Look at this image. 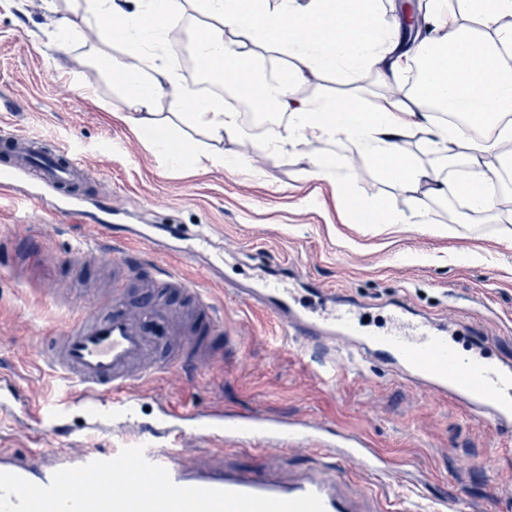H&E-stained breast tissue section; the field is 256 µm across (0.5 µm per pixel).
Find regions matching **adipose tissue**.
<instances>
[{"mask_svg":"<svg viewBox=\"0 0 512 512\" xmlns=\"http://www.w3.org/2000/svg\"><path fill=\"white\" fill-rule=\"evenodd\" d=\"M187 2L210 21L208 32L194 42L198 68L213 82L255 88L257 100L287 112L288 122L279 126L269 149L281 152L308 140L321 144L322 152L305 159L312 175L334 177L336 158L328 147L343 140L407 192L463 196L480 213L492 203L486 184L512 170V123L505 119L512 113V26L506 23L512 0H429L442 34L409 48L399 25L381 17L379 0ZM176 8L175 0H85L83 13L61 16L55 0H41L58 50H66L76 36L95 38L98 62L119 93L112 115L148 150L177 168L253 169V160L220 148L241 135L237 113L225 109L223 101L200 97L165 60ZM116 42L123 46L117 55L112 52ZM256 46L291 59L279 86L253 76ZM413 66L420 72L415 94L366 105L368 76L395 75ZM309 74L335 76L348 90L314 100L294 97L293 87ZM164 98L173 99L179 113L158 112ZM440 105L489 127V135L477 141L467 127L437 122L432 110ZM182 125L203 130L218 150L179 138ZM417 134L441 158L459 162L454 177L409 155L408 140Z\"/></svg>","mask_w":512,"mask_h":512,"instance_id":"1","label":"adipose tissue"}]
</instances>
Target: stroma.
Segmentation results:
<instances>
[{"instance_id":"stroma-1","label":"stroma","mask_w":512,"mask_h":512,"mask_svg":"<svg viewBox=\"0 0 512 512\" xmlns=\"http://www.w3.org/2000/svg\"><path fill=\"white\" fill-rule=\"evenodd\" d=\"M54 43L36 0H0V138L21 133L85 158L92 182L80 194L91 217L112 204L114 229L157 225L160 248L138 253L121 285L129 309L143 299L142 282L172 261L168 246L181 225H202L249 258L248 266L230 262L216 273L203 260L183 262L185 279L206 289L239 345L223 364L158 394L200 408L318 419L364 436L396 465L381 476L349 469L356 494L410 491L424 501L459 502L462 512H512V466L489 473L481 465L492 450L512 455V443L489 421L455 401L429 399L378 362L358 374L333 373L331 354L284 335L271 311L234 292L260 267L345 291L374 315L393 300L436 318L461 308L482 323L494 353L512 356V247L498 241L500 229L512 227V210L494 206L475 219L456 218L447 200H415L342 143L332 147L341 161L335 187L292 155L270 152L267 129L248 123L235 149L259 158L258 169L170 166L112 118L117 98L95 62L97 47L78 39L59 54ZM31 188L22 180L0 197V372L40 378L51 391L55 383L31 350L35 337L75 304L70 286L98 289L106 306L114 284L111 268L75 261L89 231L53 217L63 192L41 189L34 204L26 197ZM348 194L386 200L401 224L356 223Z\"/></svg>"}]
</instances>
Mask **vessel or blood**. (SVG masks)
Wrapping results in <instances>:
<instances>
[{
  "instance_id": "1",
  "label": "vessel or blood",
  "mask_w": 512,
  "mask_h": 512,
  "mask_svg": "<svg viewBox=\"0 0 512 512\" xmlns=\"http://www.w3.org/2000/svg\"><path fill=\"white\" fill-rule=\"evenodd\" d=\"M0 151L11 169L33 168L40 183L69 187L81 181L86 163L63 162L41 142L16 135ZM159 287L184 295L198 318V338L185 351L156 361L158 349L183 335L185 326L160 298H148L142 312L133 313L120 299L109 310H73L37 351L59 387L58 397L33 388L12 374L0 373V419L23 425L35 442L22 452L0 451V471L17 474L38 485L49 484L53 473L95 460H110L126 446L141 445L146 458L165 467L174 484L294 499L308 493L320 497L324 512H384L379 498L353 496L343 468L356 462L377 469L380 457L367 441L349 434L330 435L312 422L282 424L262 413L225 415L223 409L203 410L161 400L151 421L140 419L139 391L145 385L190 377L220 363L237 341L225 337L215 345L222 322L204 290L191 285L178 265L156 275ZM252 298L268 304L290 335L317 345H337L346 352V368L356 358H372L387 365L398 378L421 389L428 398H450L476 415L492 420L503 435L512 434V361L464 353L450 340V329H464L461 317L447 325L413 313L408 307L386 309L382 321L365 322L363 307L354 301L322 311L296 302L287 289L266 284L253 289ZM81 411L80 427H72L74 411ZM200 445L183 446L187 437ZM66 438L63 448L46 453L48 438ZM89 437L110 440L107 448H89ZM250 447L263 452L267 463L256 470L230 463L225 447ZM308 449L322 455L313 466L281 475L282 456L289 449Z\"/></svg>"
}]
</instances>
